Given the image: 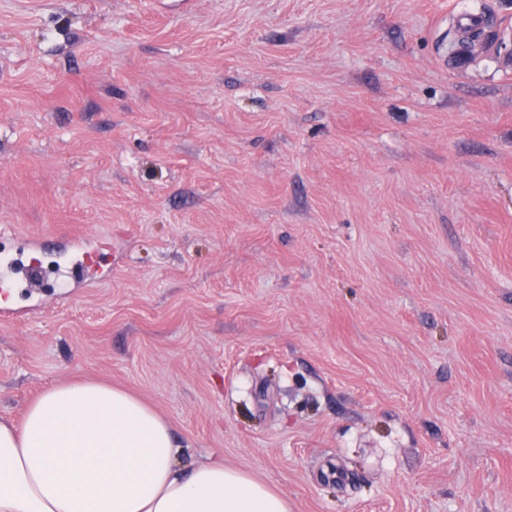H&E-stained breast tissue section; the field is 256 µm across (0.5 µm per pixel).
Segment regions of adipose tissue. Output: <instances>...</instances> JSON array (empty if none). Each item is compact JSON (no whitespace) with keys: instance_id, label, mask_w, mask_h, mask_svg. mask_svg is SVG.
I'll return each mask as SVG.
<instances>
[{"instance_id":"ef3b65f1","label":"adipose tissue","mask_w":512,"mask_h":512,"mask_svg":"<svg viewBox=\"0 0 512 512\" xmlns=\"http://www.w3.org/2000/svg\"><path fill=\"white\" fill-rule=\"evenodd\" d=\"M185 456L138 397L73 379L30 404L21 424L0 421V512H289L268 483Z\"/></svg>"}]
</instances>
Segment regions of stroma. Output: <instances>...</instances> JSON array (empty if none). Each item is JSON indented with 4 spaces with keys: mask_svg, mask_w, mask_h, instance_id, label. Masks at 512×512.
I'll return each instance as SVG.
<instances>
[{
    "mask_svg": "<svg viewBox=\"0 0 512 512\" xmlns=\"http://www.w3.org/2000/svg\"><path fill=\"white\" fill-rule=\"evenodd\" d=\"M511 59L512 0H0V256L98 240L0 419L81 376L290 512H512Z\"/></svg>",
    "mask_w": 512,
    "mask_h": 512,
    "instance_id": "1",
    "label": "stroma"
}]
</instances>
